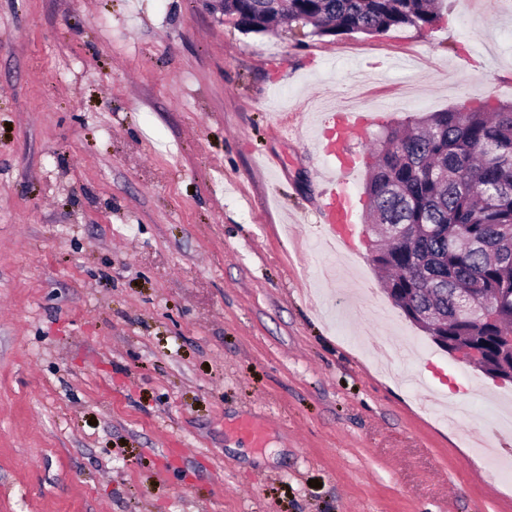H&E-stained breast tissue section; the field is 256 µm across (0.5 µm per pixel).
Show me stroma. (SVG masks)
Instances as JSON below:
<instances>
[{
  "instance_id": "35a3bbf8",
  "label": "stroma",
  "mask_w": 512,
  "mask_h": 512,
  "mask_svg": "<svg viewBox=\"0 0 512 512\" xmlns=\"http://www.w3.org/2000/svg\"><path fill=\"white\" fill-rule=\"evenodd\" d=\"M508 102L512 0L322 38L0 0V512H512V382L394 305L362 222L385 127ZM334 106L366 118L341 258ZM343 143L344 141L332 138L327 139L319 147L326 159L324 179L328 185V191L322 194L318 214L321 223L328 226L326 242L336 250L348 245V235L340 230L339 224H342V229L354 224L352 207L344 190L348 183V177L355 168L342 159L343 153L340 151V145L343 146ZM336 187L339 192H336Z\"/></svg>"
}]
</instances>
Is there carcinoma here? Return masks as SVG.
Instances as JSON below:
<instances>
[{"label":"carcinoma","instance_id":"1","mask_svg":"<svg viewBox=\"0 0 512 512\" xmlns=\"http://www.w3.org/2000/svg\"><path fill=\"white\" fill-rule=\"evenodd\" d=\"M224 13L240 16L249 32L280 19L318 37L423 30L440 17L438 0H224ZM372 155L369 223L432 227L410 242L390 238L371 259L391 272L386 289L403 292L395 304L432 311L431 325L451 337L512 334V103L491 114L462 106L391 127ZM461 286L477 289L476 307L498 310V322L456 313Z\"/></svg>","mask_w":512,"mask_h":512}]
</instances>
